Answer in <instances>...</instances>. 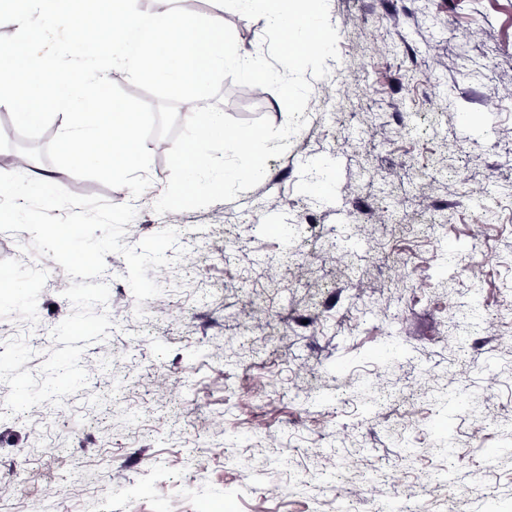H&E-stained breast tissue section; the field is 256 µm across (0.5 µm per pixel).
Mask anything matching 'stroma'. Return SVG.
<instances>
[{
	"instance_id": "obj_1",
	"label": "stroma",
	"mask_w": 512,
	"mask_h": 512,
	"mask_svg": "<svg viewBox=\"0 0 512 512\" xmlns=\"http://www.w3.org/2000/svg\"><path fill=\"white\" fill-rule=\"evenodd\" d=\"M338 59L311 82L306 124L263 180L230 201L164 217L159 139L134 245L172 220L183 254L137 304L117 253L101 277L113 326L86 346L83 393L0 417V512H371L456 450L428 512H512V0H329ZM236 119L287 121L278 94L238 97ZM434 116L420 137L411 114ZM0 183L27 182L7 107ZM490 188L489 223L464 194ZM0 233V336L39 373L72 304ZM473 256L474 278L448 266ZM470 355L458 361V341ZM465 390L436 416L418 394ZM280 464L256 470L261 451ZM340 470V483L318 482Z\"/></svg>"
}]
</instances>
